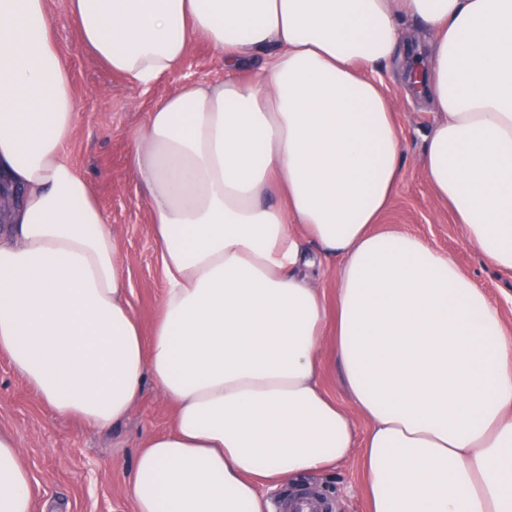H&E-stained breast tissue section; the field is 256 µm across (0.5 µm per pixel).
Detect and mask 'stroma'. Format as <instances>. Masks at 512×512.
<instances>
[{"label":"stroma","mask_w":512,"mask_h":512,"mask_svg":"<svg viewBox=\"0 0 512 512\" xmlns=\"http://www.w3.org/2000/svg\"><path fill=\"white\" fill-rule=\"evenodd\" d=\"M54 37L82 102L66 155L93 185L95 198L115 235L124 260L127 302L143 332H150L166 288L162 263L144 192L130 172L132 135L154 102L187 80L215 82L224 61L200 37L194 38L180 68L151 89L112 74L81 44L70 0H50ZM384 89L397 100L404 165L397 190L380 227L397 225L448 253L469 272L501 322L512 330V275L481 260L470 248L447 203L430 188L420 164L421 135L432 121L425 97L408 92L399 66L382 72ZM336 263L323 264L317 282L326 310L319 383L328 397L348 406L336 342ZM174 408L146 386L128 418L111 431H97L77 418L58 417L30 389L0 353V431L12 433L21 448L34 495V512H133L129 486L135 459L153 436L171 430ZM308 484L330 499L334 512H368L365 477L358 456L308 476Z\"/></svg>","instance_id":"obj_1"}]
</instances>
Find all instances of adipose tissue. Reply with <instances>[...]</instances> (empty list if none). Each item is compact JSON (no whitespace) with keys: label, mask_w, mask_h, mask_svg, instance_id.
Masks as SVG:
<instances>
[{"label":"adipose tissue","mask_w":512,"mask_h":512,"mask_svg":"<svg viewBox=\"0 0 512 512\" xmlns=\"http://www.w3.org/2000/svg\"><path fill=\"white\" fill-rule=\"evenodd\" d=\"M85 47L150 87L194 37L228 78L160 98L134 133L166 288L151 333L116 238L65 155L81 104L49 0H0V353L57 416L107 431L145 386L174 407L139 452L135 512H267L345 461L370 512H512V332L454 259L378 229L399 183L397 102L372 72L406 22L435 108L422 165L470 247L512 272V0H71ZM253 65L249 79L235 77ZM335 257L351 408L319 385ZM370 422L358 439L352 412ZM0 431V512H31Z\"/></svg>","instance_id":"ef3b65f1"}]
</instances>
